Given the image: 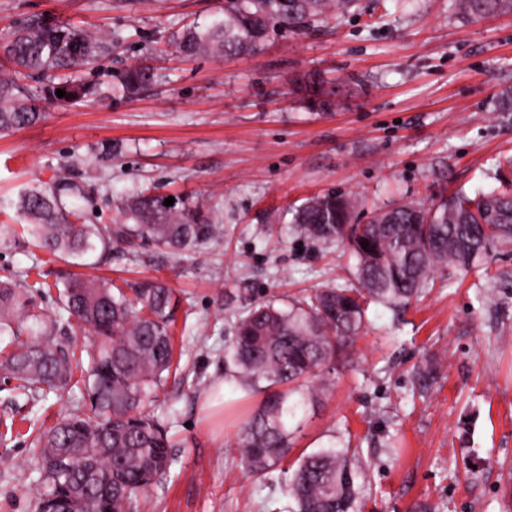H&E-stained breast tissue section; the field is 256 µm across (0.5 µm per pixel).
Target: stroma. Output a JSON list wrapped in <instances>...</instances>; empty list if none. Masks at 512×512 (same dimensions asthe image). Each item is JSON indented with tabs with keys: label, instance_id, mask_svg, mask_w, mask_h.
Here are the masks:
<instances>
[{
	"label": "stroma",
	"instance_id": "obj_1",
	"mask_svg": "<svg viewBox=\"0 0 512 512\" xmlns=\"http://www.w3.org/2000/svg\"><path fill=\"white\" fill-rule=\"evenodd\" d=\"M224 0H0V38L31 19L103 33L115 46L74 105L39 101L44 117L0 134V225L19 224V194L66 176L86 223L112 225L134 186L203 204L224 237L181 258L143 242L98 276L165 278L179 300L173 334L185 380L150 410L174 445L170 475L135 512H285L286 473L320 447L357 448L362 512H512V251L469 270L447 266L404 311L370 305L366 327L337 351L280 466L240 463L237 430L205 425L207 387L224 376L234 313L254 299L351 284L353 259L290 226V211L328 192L357 197L354 221L395 201L492 189L512 154V14L473 21L452 0H358L330 24L277 29L255 52L184 57L169 40L219 17ZM153 67L134 99L116 71ZM68 272L29 244L0 245V277ZM81 391L33 403L0 381V512H34L39 473L29 424L52 425Z\"/></svg>",
	"mask_w": 512,
	"mask_h": 512
}]
</instances>
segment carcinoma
Masks as SVG:
<instances>
[{
	"mask_svg": "<svg viewBox=\"0 0 512 512\" xmlns=\"http://www.w3.org/2000/svg\"><path fill=\"white\" fill-rule=\"evenodd\" d=\"M355 0H224L223 16L205 27L184 28L175 52L233 56L260 47L271 30H303L354 7ZM473 19L512 13V0H455ZM0 54V133L40 120L34 101L65 105L96 94L73 72L104 66L109 43L65 24L30 21L10 33ZM56 73L39 96L19 81ZM146 65L119 75L112 91L132 97L154 80ZM66 92L62 98L56 90ZM512 156L498 161L499 186L471 196L461 190L429 204L396 203L366 224L353 223L357 201L327 193L295 209L296 230L316 242H334L355 260L356 285L331 286L293 296L281 305L255 302L236 314L234 338L224 350V374L235 384L266 393L253 411L237 417L241 462L264 475L290 450L289 424L313 396V380L336 349L354 342L369 305L408 306L437 268L468 269L495 245L512 246ZM71 184L25 188L18 211L20 236L69 265L96 267L114 249L151 241L174 256L224 237L198 203L166 206V196L138 189L120 204L122 222L85 224L64 202ZM368 242V247L361 242ZM57 301L94 336L79 348L52 342L53 329L35 312L44 284L0 280V374L28 398L39 392L82 388L89 404L76 407L30 442L39 472L36 512H127L142 493L169 473L174 458L166 426L147 405L179 371L171 326L178 301L159 278L124 289L112 280L70 274ZM362 468L347 448L331 445L304 456L288 476L289 512H359L356 480Z\"/></svg>",
	"mask_w": 512,
	"mask_h": 512,
	"instance_id": "cac0c4a2",
	"label": "carcinoma"
}]
</instances>
